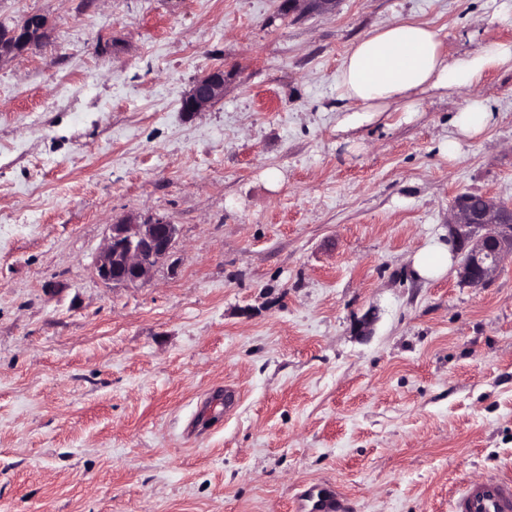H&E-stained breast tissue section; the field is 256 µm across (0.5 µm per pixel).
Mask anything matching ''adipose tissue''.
Here are the masks:
<instances>
[{
    "mask_svg": "<svg viewBox=\"0 0 512 512\" xmlns=\"http://www.w3.org/2000/svg\"><path fill=\"white\" fill-rule=\"evenodd\" d=\"M509 63L512 43L489 38L474 51L455 56L428 24L403 19L357 39L339 67L337 82L355 123L393 105L414 111L419 94L429 90L469 91L451 119L453 136L441 145L453 159L460 155L463 141L482 136L494 120L488 100L474 95V88L489 71Z\"/></svg>",
    "mask_w": 512,
    "mask_h": 512,
    "instance_id": "obj_1",
    "label": "adipose tissue"
}]
</instances>
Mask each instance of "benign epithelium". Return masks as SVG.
I'll return each instance as SVG.
<instances>
[{"label": "benign epithelium", "instance_id": "7a95c632", "mask_svg": "<svg viewBox=\"0 0 512 512\" xmlns=\"http://www.w3.org/2000/svg\"><path fill=\"white\" fill-rule=\"evenodd\" d=\"M290 13L326 12L336 0H285ZM46 32L18 26L14 39L0 41V64L41 42ZM224 69L213 68L198 77L184 95V112H203L224 98ZM177 236V225L163 216L144 222L135 217L111 225L106 242L93 262L97 278L107 285L144 283L153 268L167 258ZM448 237L461 254V282L470 287L487 284L506 257H512V203L472 193L458 194L450 209Z\"/></svg>", "mask_w": 512, "mask_h": 512}]
</instances>
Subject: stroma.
<instances>
[{
  "instance_id": "35a3bbf8",
  "label": "stroma",
  "mask_w": 512,
  "mask_h": 512,
  "mask_svg": "<svg viewBox=\"0 0 512 512\" xmlns=\"http://www.w3.org/2000/svg\"><path fill=\"white\" fill-rule=\"evenodd\" d=\"M504 0H0L49 38L0 64V512H452L512 480V257L416 276L455 196L512 202V67L350 124L353 42L412 18L512 42ZM221 67L222 101L181 111ZM176 224L145 283L92 271L127 215ZM494 120V112L487 99L472 96L466 99L451 119L454 134L441 145L448 159H455L461 153L462 142L482 136ZM311 502H313L312 507L317 510L315 512H342L340 502L329 490L316 495L313 490H306L299 498L298 508L301 512H305Z\"/></svg>"
}]
</instances>
